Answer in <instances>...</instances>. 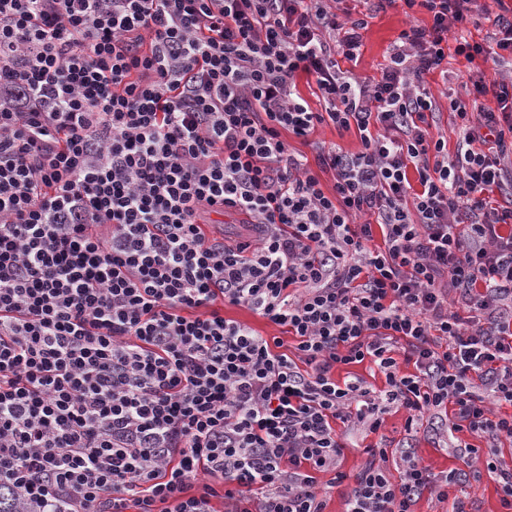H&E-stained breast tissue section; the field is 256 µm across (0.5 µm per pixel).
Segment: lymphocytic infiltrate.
Instances as JSON below:
<instances>
[{
  "label": "lymphocytic infiltrate",
  "instance_id": "lymphocytic-infiltrate-1",
  "mask_svg": "<svg viewBox=\"0 0 512 512\" xmlns=\"http://www.w3.org/2000/svg\"><path fill=\"white\" fill-rule=\"evenodd\" d=\"M341 2L0 0L8 512H325L318 474L346 480L347 432L393 406L468 469L406 448L395 479L378 449L345 512H413L426 491L467 512L456 489L485 473L512 512V415L491 410L512 405V17L477 42L481 0H385L429 19L366 80L339 66L368 26ZM452 51L483 63L468 97L497 103L449 99L453 142L429 132L424 81ZM323 125L360 150L290 149ZM366 361L384 387L336 378ZM224 316L226 318L236 319L241 322L248 324L250 327L255 329L263 336H280L284 337L285 345H291L292 339L286 333H283V329L269 323L262 317L252 313L246 308L239 306H224Z\"/></svg>",
  "mask_w": 512,
  "mask_h": 512
}]
</instances>
